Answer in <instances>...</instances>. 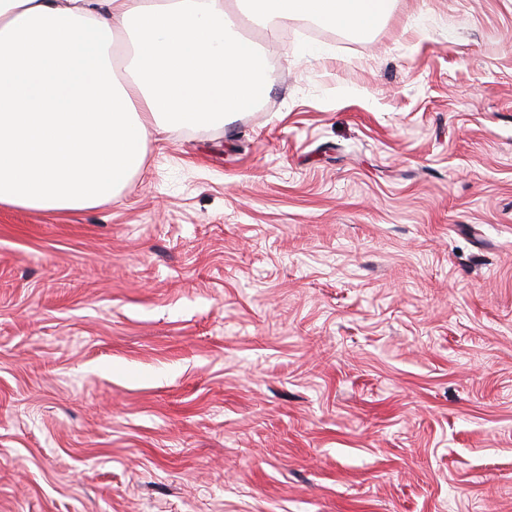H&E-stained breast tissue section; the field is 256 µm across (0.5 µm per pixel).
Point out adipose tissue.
Listing matches in <instances>:
<instances>
[{"label": "adipose tissue", "instance_id": "obj_1", "mask_svg": "<svg viewBox=\"0 0 512 512\" xmlns=\"http://www.w3.org/2000/svg\"><path fill=\"white\" fill-rule=\"evenodd\" d=\"M367 36L393 0H247ZM128 45L116 80V34ZM271 77L237 31L235 0H0V205L64 211L111 202L151 135L249 110Z\"/></svg>", "mask_w": 512, "mask_h": 512}]
</instances>
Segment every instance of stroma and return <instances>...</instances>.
Instances as JSON below:
<instances>
[{
  "instance_id": "stroma-1",
  "label": "stroma",
  "mask_w": 512,
  "mask_h": 512,
  "mask_svg": "<svg viewBox=\"0 0 512 512\" xmlns=\"http://www.w3.org/2000/svg\"><path fill=\"white\" fill-rule=\"evenodd\" d=\"M243 22L253 109L0 207V512H512V0Z\"/></svg>"
}]
</instances>
